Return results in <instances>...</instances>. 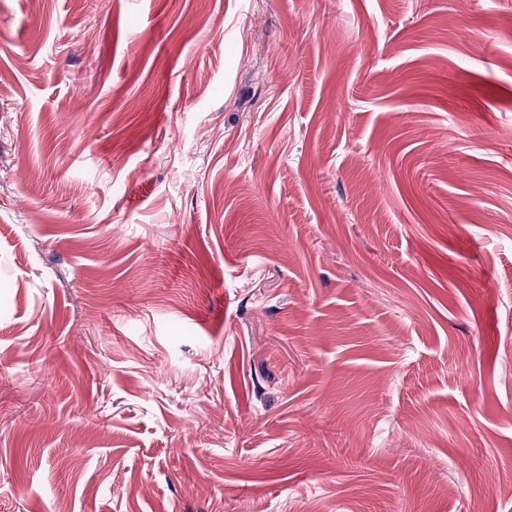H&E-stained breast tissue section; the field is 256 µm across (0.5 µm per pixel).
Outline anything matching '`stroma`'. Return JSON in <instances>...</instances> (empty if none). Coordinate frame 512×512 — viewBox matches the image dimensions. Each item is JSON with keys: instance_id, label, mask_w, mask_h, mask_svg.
<instances>
[{"instance_id": "stroma-1", "label": "stroma", "mask_w": 512, "mask_h": 512, "mask_svg": "<svg viewBox=\"0 0 512 512\" xmlns=\"http://www.w3.org/2000/svg\"><path fill=\"white\" fill-rule=\"evenodd\" d=\"M0 512H512V0H0Z\"/></svg>"}]
</instances>
